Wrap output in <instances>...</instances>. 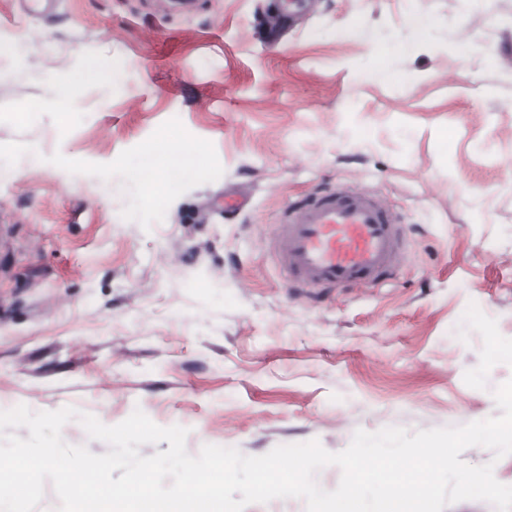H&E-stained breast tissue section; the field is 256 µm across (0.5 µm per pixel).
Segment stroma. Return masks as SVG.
<instances>
[{
  "instance_id": "obj_1",
  "label": "stroma",
  "mask_w": 512,
  "mask_h": 512,
  "mask_svg": "<svg viewBox=\"0 0 512 512\" xmlns=\"http://www.w3.org/2000/svg\"><path fill=\"white\" fill-rule=\"evenodd\" d=\"M274 4L0 0V410L138 408L194 456L498 415L512 0H306L276 29ZM324 184L400 218L395 280L290 291L269 244ZM231 190L247 206L225 210ZM95 74V69L89 67L84 72L77 74L65 86L55 91L53 102L55 104H66L74 102L80 95L83 84Z\"/></svg>"
}]
</instances>
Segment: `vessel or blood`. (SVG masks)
<instances>
[{
  "label": "vessel or blood",
  "instance_id": "b4317fda",
  "mask_svg": "<svg viewBox=\"0 0 512 512\" xmlns=\"http://www.w3.org/2000/svg\"><path fill=\"white\" fill-rule=\"evenodd\" d=\"M404 242L403 224L375 195L323 187L283 209L270 249L294 287L326 292L393 278Z\"/></svg>",
  "mask_w": 512,
  "mask_h": 512
}]
</instances>
